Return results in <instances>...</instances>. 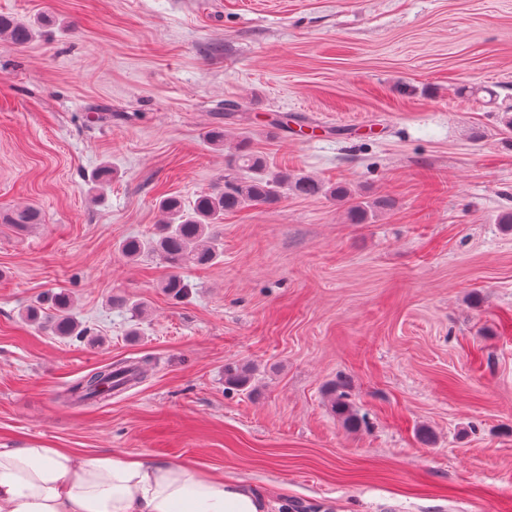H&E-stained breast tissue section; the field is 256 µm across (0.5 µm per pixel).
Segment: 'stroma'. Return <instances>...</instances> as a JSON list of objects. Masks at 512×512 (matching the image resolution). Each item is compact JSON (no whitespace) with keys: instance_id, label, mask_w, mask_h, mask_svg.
Returning <instances> with one entry per match:
<instances>
[{"instance_id":"stroma-1","label":"stroma","mask_w":512,"mask_h":512,"mask_svg":"<svg viewBox=\"0 0 512 512\" xmlns=\"http://www.w3.org/2000/svg\"><path fill=\"white\" fill-rule=\"evenodd\" d=\"M1 12L34 38L0 40V212L43 222L0 223V448L189 463L272 512H512V0ZM241 141L395 206L348 224L336 201L285 191L226 214L220 261L181 270L174 296L169 268L119 244L154 232L160 198L222 189ZM61 293L88 336L51 331ZM142 360L134 387L67 400ZM229 364L252 368V392L225 388ZM335 382L358 429L331 410ZM1 222L11 224L19 231H27L33 226L42 224L41 213L34 207L28 206L23 209H16L1 213ZM148 362L138 363V367H126L123 364H108L96 372L77 381L68 391L73 401H96L112 391L123 389L131 380H140L147 372Z\"/></svg>"}]
</instances>
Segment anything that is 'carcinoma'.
<instances>
[{
    "label": "carcinoma",
    "instance_id": "obj_1",
    "mask_svg": "<svg viewBox=\"0 0 512 512\" xmlns=\"http://www.w3.org/2000/svg\"><path fill=\"white\" fill-rule=\"evenodd\" d=\"M23 46L33 38V29L0 13V37ZM236 174L224 176V191L199 196L190 209H185L175 197L162 198L160 209L168 220L156 227L150 237H130L119 248L128 258L135 260L145 255L157 257L168 267L181 269L190 266H208L220 256L219 243L213 229L222 223L224 214L237 212L258 204H274L279 200L278 189L284 187L302 197L324 196L346 204L345 214L350 224H367L376 213L393 206L387 198L368 200L343 184L326 186L308 175H290L284 171L270 170L266 158L239 142L232 154ZM0 222L19 231H26L42 223L41 213L34 207L11 210L0 215ZM56 313L50 328L59 336L81 338L87 330L70 313V299L65 295L54 297ZM148 362L136 367L108 364L77 381L70 389V398L78 402L100 399L121 390L131 380H139L147 372ZM253 373L246 366H229L224 369V384L230 389H252ZM330 406L343 424L354 429L359 418L347 395L336 389L329 391Z\"/></svg>",
    "mask_w": 512,
    "mask_h": 512
}]
</instances>
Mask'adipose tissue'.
Here are the masks:
<instances>
[{"mask_svg":"<svg viewBox=\"0 0 512 512\" xmlns=\"http://www.w3.org/2000/svg\"><path fill=\"white\" fill-rule=\"evenodd\" d=\"M266 496L194 466L0 448V512H268Z\"/></svg>","mask_w":512,"mask_h":512,"instance_id":"1","label":"adipose tissue"}]
</instances>
